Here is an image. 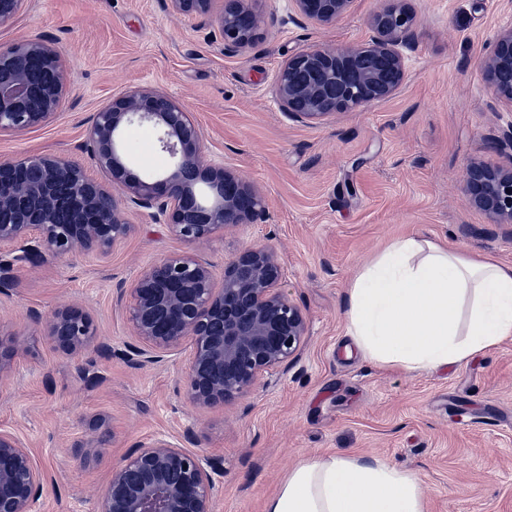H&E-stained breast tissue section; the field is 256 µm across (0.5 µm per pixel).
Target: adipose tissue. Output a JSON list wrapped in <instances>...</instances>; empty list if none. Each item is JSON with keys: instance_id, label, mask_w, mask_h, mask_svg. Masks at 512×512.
Returning <instances> with one entry per match:
<instances>
[{"instance_id": "ef3b65f1", "label": "adipose tissue", "mask_w": 512, "mask_h": 512, "mask_svg": "<svg viewBox=\"0 0 512 512\" xmlns=\"http://www.w3.org/2000/svg\"><path fill=\"white\" fill-rule=\"evenodd\" d=\"M348 333L382 367L431 371L512 337V266L406 236L373 257L348 290ZM265 512H425L420 479L380 461L302 460Z\"/></svg>"}]
</instances>
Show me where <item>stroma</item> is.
<instances>
[{
  "label": "stroma",
  "instance_id": "stroma-1",
  "mask_svg": "<svg viewBox=\"0 0 512 512\" xmlns=\"http://www.w3.org/2000/svg\"><path fill=\"white\" fill-rule=\"evenodd\" d=\"M415 40L406 80L390 98L306 124L274 97L281 65L309 45L369 42L384 0H355L335 25L300 18L292 0H259L263 36L224 49L214 18L174 13L168 0H27L0 26V45L39 38L60 53L63 104L47 125L0 133V159L69 157L90 176V120L135 87L181 101L206 153L254 186L264 210L193 246L144 213L107 255L15 267L0 289V326L17 340L15 373L0 384V429L15 433L45 474L35 512H95L94 490L139 445L164 438L217 461L216 512H263L282 479L309 457L381 459L420 475L426 512H512V338L460 364L406 373L372 364L350 341L347 290L362 266L409 234L512 266V224H492L464 200L474 163L512 161L495 137L512 109L493 108L481 69L512 0H410ZM159 132H123L144 177L169 172ZM268 246L280 287L302 311L297 356L271 381L212 408L181 382L187 349L156 364L125 354L136 338L120 289L160 259L194 252L216 278L244 248ZM92 319L93 344L58 350L36 315L58 304Z\"/></svg>",
  "mask_w": 512,
  "mask_h": 512
}]
</instances>
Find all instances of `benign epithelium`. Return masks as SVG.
<instances>
[{
    "mask_svg": "<svg viewBox=\"0 0 512 512\" xmlns=\"http://www.w3.org/2000/svg\"><path fill=\"white\" fill-rule=\"evenodd\" d=\"M26 0H0V25L13 21ZM183 15H208L215 0H169ZM257 0H224L216 21L224 50L238 51L260 38ZM354 0H293L296 12L321 26L346 16ZM415 15L406 0H387L369 21L370 42L336 48L307 46L281 67L275 98L288 117L319 122L385 100L402 86L401 48L414 41ZM494 100L512 108V26L504 27L483 59ZM65 93L60 53L40 39L0 47V133L46 125ZM160 129L159 143L173 169L142 178L122 153L121 134L134 123ZM88 145L96 167L119 191L89 177L63 156L0 160V280L16 264L106 254L131 231L125 211L146 212L183 241L196 244L234 224H248L262 199L224 164L205 156L203 133L182 105L152 88L129 89L95 113ZM465 201L493 224L512 223V164H474L465 176ZM281 266L267 247L243 250L218 286L208 263L191 253L165 257L130 288L128 320L139 345L125 357L157 363L188 344L181 381L200 407L247 393L299 350L306 333L300 309L280 291ZM45 321L48 335L69 355L93 342L89 316L62 305ZM19 348L0 326V382L10 378ZM217 463L159 439L143 444L114 467L94 491L96 512H215ZM45 476L13 433L0 430V512H33Z\"/></svg>",
    "mask_w": 512,
    "mask_h": 512,
    "instance_id": "1",
    "label": "benign epithelium"
}]
</instances>
